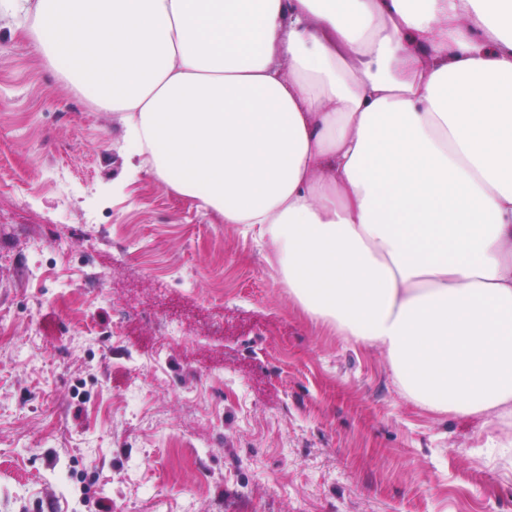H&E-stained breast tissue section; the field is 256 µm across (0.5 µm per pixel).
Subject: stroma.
Segmentation results:
<instances>
[{"mask_svg": "<svg viewBox=\"0 0 512 512\" xmlns=\"http://www.w3.org/2000/svg\"><path fill=\"white\" fill-rule=\"evenodd\" d=\"M0 10V512H512V419L406 399Z\"/></svg>", "mask_w": 512, "mask_h": 512, "instance_id": "1", "label": "stroma"}]
</instances>
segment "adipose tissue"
I'll return each instance as SVG.
<instances>
[{
  "instance_id": "obj_1",
  "label": "adipose tissue",
  "mask_w": 512,
  "mask_h": 512,
  "mask_svg": "<svg viewBox=\"0 0 512 512\" xmlns=\"http://www.w3.org/2000/svg\"><path fill=\"white\" fill-rule=\"evenodd\" d=\"M404 396L512 418V0H0Z\"/></svg>"
}]
</instances>
